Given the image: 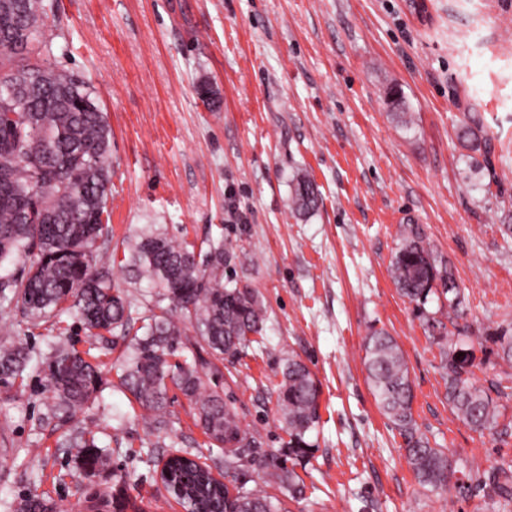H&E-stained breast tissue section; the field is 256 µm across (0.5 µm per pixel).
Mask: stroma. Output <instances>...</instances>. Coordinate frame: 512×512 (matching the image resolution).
I'll list each match as a JSON object with an SVG mask.
<instances>
[{"label":"stroma","mask_w":512,"mask_h":512,"mask_svg":"<svg viewBox=\"0 0 512 512\" xmlns=\"http://www.w3.org/2000/svg\"><path fill=\"white\" fill-rule=\"evenodd\" d=\"M55 0L43 21L51 61L89 82L112 129L109 232L96 263L111 267L152 224L206 253L232 242L227 268L267 308L263 342L223 375L259 455L288 441L276 403L283 365L300 356L321 387L307 457L290 460L304 494L288 512H512L491 482L512 473V362L491 339L512 334V0ZM216 92L220 111L199 94ZM401 89L410 122L387 103ZM476 119L490 139L457 137ZM305 176L322 204L298 214ZM421 234L451 267L464 314L446 300L416 306L390 273L404 235ZM388 332L414 387L413 417L446 449L464 489L421 487L398 430L366 379L364 339ZM61 338L101 354L74 312L39 320L0 301V343L43 353ZM473 349V378L497 410L472 430L448 403L452 346ZM163 429L149 430L115 371L94 402L55 419L29 369L0 387V512L21 495L85 512L63 450L74 426L95 433L108 466L84 487L122 491L126 512H183L156 472L153 448L181 442L208 458L194 406L170 388Z\"/></svg>","instance_id":"1"}]
</instances>
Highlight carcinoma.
Segmentation results:
<instances>
[{
  "label": "carcinoma",
  "instance_id": "obj_1",
  "mask_svg": "<svg viewBox=\"0 0 512 512\" xmlns=\"http://www.w3.org/2000/svg\"><path fill=\"white\" fill-rule=\"evenodd\" d=\"M46 8L44 0H0V81L8 79L26 104L19 112L0 96V266L8 260H31L20 274L0 275V298L33 320L67 307L92 335L104 340L112 334L127 342L118 364L120 386L146 412V427L162 426L170 383L194 404L208 447L224 455V476L231 477L233 486L215 478L199 456L171 441V450L159 458L164 464L161 481L185 512H286L278 498L247 488L256 464L252 449L261 442L240 426L236 397L220 386L223 374L216 366L247 355L264 332L266 308L257 291L224 276L233 246H211L202 260L195 249L174 243L151 226L130 240L118 260L134 282H147L140 303L95 268L94 247L109 219L111 129L90 85L52 66L51 42L39 37L15 44L25 30L41 32ZM458 138L477 151L487 142L468 123ZM292 201L300 213L319 208L311 180H297ZM391 274L401 294L419 304L441 282L444 293L452 295L448 308L458 318L463 315L451 269L437 265L419 235L403 238ZM31 363L56 394L53 413L81 406L100 391L99 365L89 353L64 343L51 346L36 361L23 348L1 344L0 385H11ZM364 364L379 410L405 440L417 483L446 489L455 477L454 462L417 432L413 384L396 340L382 329L373 331L366 337ZM471 367L473 354L465 349L448 357V404L471 428L490 430L497 406L473 381ZM319 399L320 387L308 365L288 358L277 388V406L289 437L284 455L309 454L307 436L319 424ZM69 450L75 451L78 469L87 476L107 465L95 437L83 430ZM282 456H269L264 467L294 497L300 493L296 474ZM18 512H55V507L49 499L28 493Z\"/></svg>",
  "mask_w": 512,
  "mask_h": 512
}]
</instances>
